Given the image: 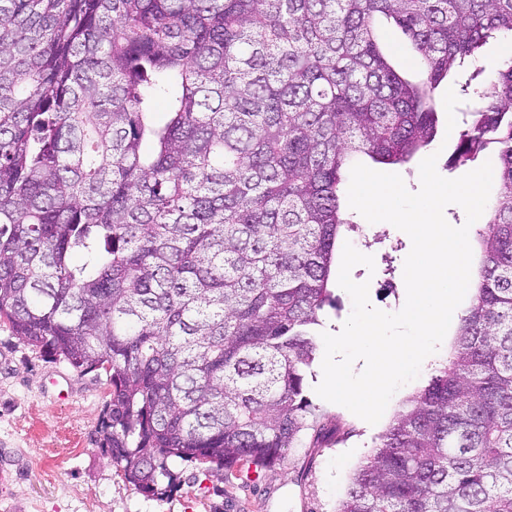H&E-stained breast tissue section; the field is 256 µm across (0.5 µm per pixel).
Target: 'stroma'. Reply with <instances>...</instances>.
<instances>
[{"label":"stroma","mask_w":512,"mask_h":512,"mask_svg":"<svg viewBox=\"0 0 512 512\" xmlns=\"http://www.w3.org/2000/svg\"><path fill=\"white\" fill-rule=\"evenodd\" d=\"M344 232L374 268L355 266L371 304L399 311L406 299L404 261L409 236L394 226L372 231L358 213ZM323 352L307 373L312 403L324 416L322 433L308 431L280 466L233 474L212 465L170 461L176 487L161 499L127 482L101 446V420L112 388L105 373L81 374L0 323V512H336L354 471L370 454L400 402L427 385L434 364L402 386L374 425L316 396Z\"/></svg>","instance_id":"35a3bbf8"}]
</instances>
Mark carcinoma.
Here are the masks:
<instances>
[{"instance_id": "carcinoma-1", "label": "carcinoma", "mask_w": 512, "mask_h": 512, "mask_svg": "<svg viewBox=\"0 0 512 512\" xmlns=\"http://www.w3.org/2000/svg\"><path fill=\"white\" fill-rule=\"evenodd\" d=\"M501 30L512 0H0V321L105 371L103 447L136 489L324 429L305 380L349 167L430 146L434 91ZM465 113L452 161L497 185L473 300L337 512H512L511 49Z\"/></svg>"}]
</instances>
